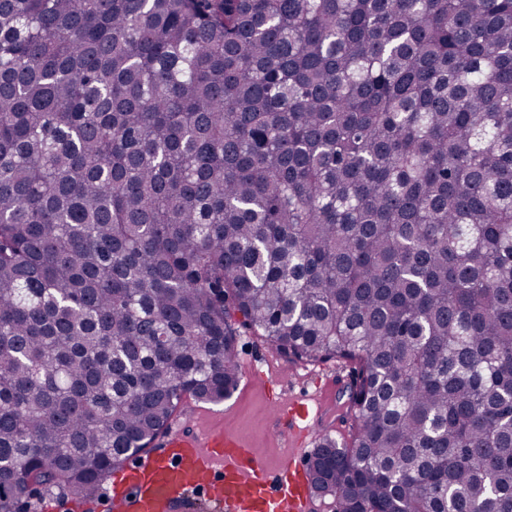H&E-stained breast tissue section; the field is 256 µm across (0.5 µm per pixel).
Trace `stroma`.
Listing matches in <instances>:
<instances>
[{
  "label": "stroma",
  "instance_id": "stroma-1",
  "mask_svg": "<svg viewBox=\"0 0 512 512\" xmlns=\"http://www.w3.org/2000/svg\"><path fill=\"white\" fill-rule=\"evenodd\" d=\"M240 379L232 395L218 404L186 400L170 422L190 431H224L237 435L250 456L275 467L289 452L288 426L275 421L278 399L302 390H314L316 381L348 382V369L334 363L294 364L272 345L247 331H240L235 346ZM112 495L111 480H104L88 503L101 506ZM63 490L23 498V512H82L84 503Z\"/></svg>",
  "mask_w": 512,
  "mask_h": 512
}]
</instances>
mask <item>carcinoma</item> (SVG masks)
<instances>
[{"mask_svg": "<svg viewBox=\"0 0 512 512\" xmlns=\"http://www.w3.org/2000/svg\"><path fill=\"white\" fill-rule=\"evenodd\" d=\"M235 324L350 368L336 512H512V0H0V512L223 401Z\"/></svg>", "mask_w": 512, "mask_h": 512, "instance_id": "carcinoma-1", "label": "carcinoma"}]
</instances>
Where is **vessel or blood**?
I'll list each match as a JSON object with an SVG mask.
<instances>
[{"label":"vessel or blood","mask_w":512,"mask_h":512,"mask_svg":"<svg viewBox=\"0 0 512 512\" xmlns=\"http://www.w3.org/2000/svg\"><path fill=\"white\" fill-rule=\"evenodd\" d=\"M321 392L290 397L280 412L292 448L276 470L240 466L241 445L224 433H171L164 451L129 462L112 476L113 512H184L188 496L213 512H309L312 487L303 449L323 412Z\"/></svg>","instance_id":"vessel-or-blood-1"}]
</instances>
